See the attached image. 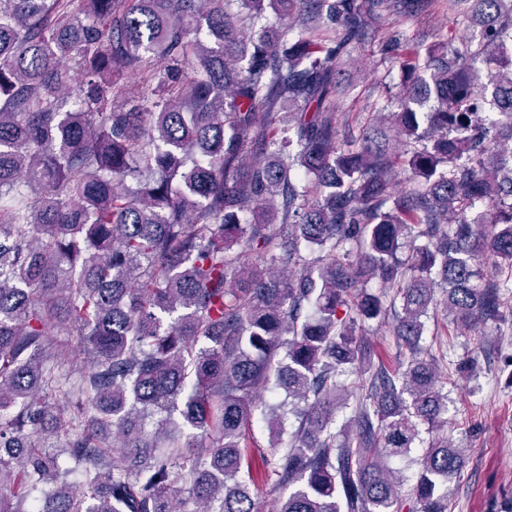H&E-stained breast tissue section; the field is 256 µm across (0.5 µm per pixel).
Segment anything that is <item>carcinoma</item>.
I'll return each instance as SVG.
<instances>
[{"label":"carcinoma","mask_w":512,"mask_h":512,"mask_svg":"<svg viewBox=\"0 0 512 512\" xmlns=\"http://www.w3.org/2000/svg\"><path fill=\"white\" fill-rule=\"evenodd\" d=\"M428 6L0 0V512H263L256 422L273 512H448L422 340L506 317L512 0H448L467 34L400 62L394 139L336 118L352 51ZM366 336L376 354L375 360L380 358L392 367L402 363L406 365L407 358L400 353L395 336L392 335L391 318L385 322H370Z\"/></svg>","instance_id":"cac0c4a2"}]
</instances>
